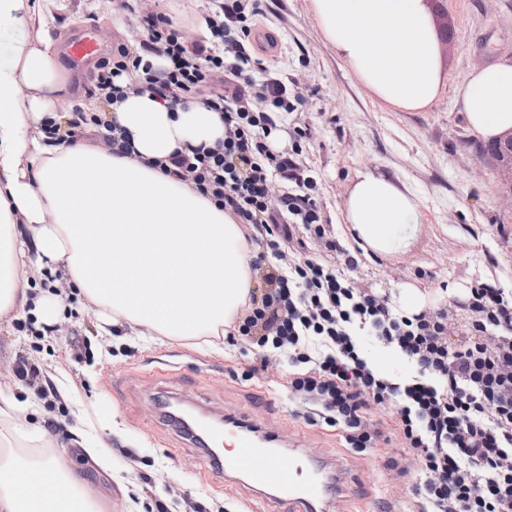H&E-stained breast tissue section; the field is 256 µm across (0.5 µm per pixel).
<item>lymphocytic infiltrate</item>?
Here are the masks:
<instances>
[{
  "mask_svg": "<svg viewBox=\"0 0 512 512\" xmlns=\"http://www.w3.org/2000/svg\"><path fill=\"white\" fill-rule=\"evenodd\" d=\"M261 13L258 0H209L203 19L212 41L191 47L166 13L142 15L139 49L122 45L117 61H101L94 90L110 103L125 87L145 88L171 105L199 100L223 114L222 146L191 147L158 166L191 181L260 246L251 269L262 272L264 286L226 337H245L296 366L288 391L304 405V420L335 427L347 448L363 454L386 440L371 408L393 409L405 454L421 463L407 512H512V291L475 280L457 302L471 321L456 338L454 309L399 312L378 289L348 281L358 260L323 224L298 147L269 142L277 118L301 99L289 97L287 76L251 50ZM156 57L166 67L155 68ZM121 76L127 86L117 85ZM103 125L100 113L78 107L67 125L46 118L43 131L54 144L101 140L128 154ZM276 179L288 193L272 196ZM311 239L336 261L307 258ZM364 331L414 363L418 376L399 384L379 374L359 353Z\"/></svg>",
  "mask_w": 512,
  "mask_h": 512,
  "instance_id": "obj_1",
  "label": "lymphocytic infiltrate"
}]
</instances>
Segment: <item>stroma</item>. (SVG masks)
Returning <instances> with one entry per match:
<instances>
[{
    "mask_svg": "<svg viewBox=\"0 0 512 512\" xmlns=\"http://www.w3.org/2000/svg\"><path fill=\"white\" fill-rule=\"evenodd\" d=\"M437 30L451 29L454 44L445 52L444 87L426 110H393L375 101L326 40L310 0H261V33L278 43L270 65L284 71L302 97L298 110L276 130L289 147L294 130L311 131L302 161L318 183L324 218L344 248H351L345 199L357 170L369 168L406 186L421 212L413 246L393 258L359 257L350 281L382 289L402 307L413 290L422 307L441 308L462 296L479 278L512 290V181L480 161L483 144L469 129L455 102V89L468 72L503 58L512 59V0H430ZM120 0H56L52 34L63 39L95 21L98 38L112 47L135 44L136 22L157 9L156 0H135L120 12ZM29 311L0 317V393L25 407L26 423L14 439L31 459L44 450L40 432L63 429L55 454L86 478L107 512H248L242 491L219 488L208 478L209 461L182 443L167 425L150 391L164 384L181 400L214 416L246 414L305 435L325 458L341 460L360 476L348 512H404L420 463L409 459V476L388 467L402 444L390 409L373 410L389 444L365 455L344 448L325 423L297 417L288 398L293 368L271 356L259 369L250 343L237 339L178 340L144 326H113L102 335L103 317L70 297L49 327L34 330ZM359 346L382 376L404 382L416 374L405 357L377 337L361 334ZM37 364L55 389L47 408L34 388L21 382L22 361ZM99 448L91 458L90 448Z\"/></svg>",
    "mask_w": 512,
    "mask_h": 512,
    "instance_id": "35a3bbf8",
    "label": "stroma"
}]
</instances>
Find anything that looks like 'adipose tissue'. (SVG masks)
I'll list each match as a JSON object with an SVG mask.
<instances>
[{
  "instance_id": "obj_1",
  "label": "adipose tissue",
  "mask_w": 512,
  "mask_h": 512,
  "mask_svg": "<svg viewBox=\"0 0 512 512\" xmlns=\"http://www.w3.org/2000/svg\"><path fill=\"white\" fill-rule=\"evenodd\" d=\"M323 35L372 96L423 111L444 79L429 0H311ZM43 0H0V316L28 303L22 275L52 266L91 309L113 323L174 339L222 336L253 287L241 225L157 160L224 137L221 115L196 102L173 109L151 93L118 104L94 99L134 150L117 155L77 142L50 146L41 124L67 96ZM456 101L470 129L492 140L512 129V61L474 69ZM351 236L364 256L392 257L414 243V196L386 176L357 172L346 201ZM40 463L12 450L0 431V512H100L86 480L52 453ZM41 487L23 506L13 475Z\"/></svg>"
}]
</instances>
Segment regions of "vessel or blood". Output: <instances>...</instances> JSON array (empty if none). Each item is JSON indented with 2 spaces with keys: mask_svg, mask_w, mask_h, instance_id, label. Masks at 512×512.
Instances as JSON below:
<instances>
[{
  "mask_svg": "<svg viewBox=\"0 0 512 512\" xmlns=\"http://www.w3.org/2000/svg\"><path fill=\"white\" fill-rule=\"evenodd\" d=\"M61 53L70 70L83 72L102 53L95 26L83 25L64 42ZM182 435L197 448L213 444L208 476L214 484L247 488L253 499L273 502L280 512H343L347 488L342 472L318 463L303 438L235 413L225 415L223 431L203 420L183 429ZM225 443L230 452L217 453V446Z\"/></svg>",
  "mask_w": 512,
  "mask_h": 512,
  "instance_id": "1",
  "label": "vessel or blood"
}]
</instances>
